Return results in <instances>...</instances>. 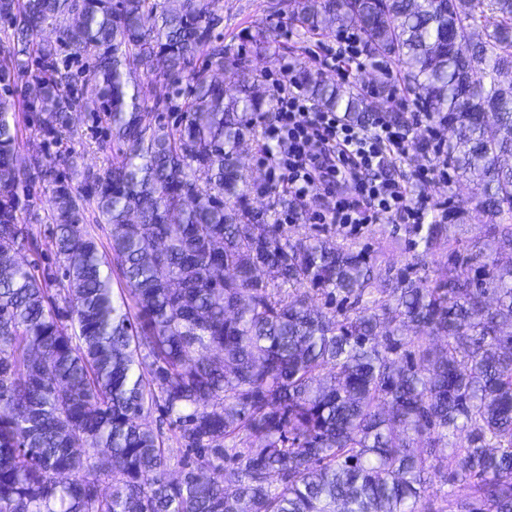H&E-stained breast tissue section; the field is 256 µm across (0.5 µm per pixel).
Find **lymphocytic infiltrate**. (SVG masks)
Instances as JSON below:
<instances>
[{
	"label": "lymphocytic infiltrate",
	"mask_w": 512,
	"mask_h": 512,
	"mask_svg": "<svg viewBox=\"0 0 512 512\" xmlns=\"http://www.w3.org/2000/svg\"><path fill=\"white\" fill-rule=\"evenodd\" d=\"M272 99L275 121L258 123L268 172L260 190L286 187L291 204L281 223H295L299 213L310 210L317 223L354 232L364 224H421L435 214L437 207L428 197L412 196L405 179L386 175L409 155L405 130L381 120L358 126L315 109L289 77L274 83ZM418 121L426 130L422 148L433 162L417 176L423 182L447 179L444 128L426 112L419 113Z\"/></svg>",
	"instance_id": "f902f5d3"
}]
</instances>
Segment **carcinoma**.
<instances>
[{"label": "carcinoma", "instance_id": "obj_1", "mask_svg": "<svg viewBox=\"0 0 512 512\" xmlns=\"http://www.w3.org/2000/svg\"><path fill=\"white\" fill-rule=\"evenodd\" d=\"M0 20V512H512V265L494 258L512 249V0H293L299 33L355 29L406 73L475 186L448 223L488 219L490 248L450 243L437 279L388 288L353 246L292 240L245 203L239 147L275 112L215 35L223 0H0ZM247 42L275 38L257 24ZM139 72L175 85L153 124ZM294 77L316 107L377 119L321 73ZM20 112L68 173L19 163ZM78 112L115 147L97 169L69 146ZM42 221L59 276L18 260L42 252ZM422 230L417 269L445 225ZM153 410L168 431L145 426ZM171 439L196 454L177 479ZM436 472L470 496L427 494Z\"/></svg>", "mask_w": 512, "mask_h": 512}]
</instances>
